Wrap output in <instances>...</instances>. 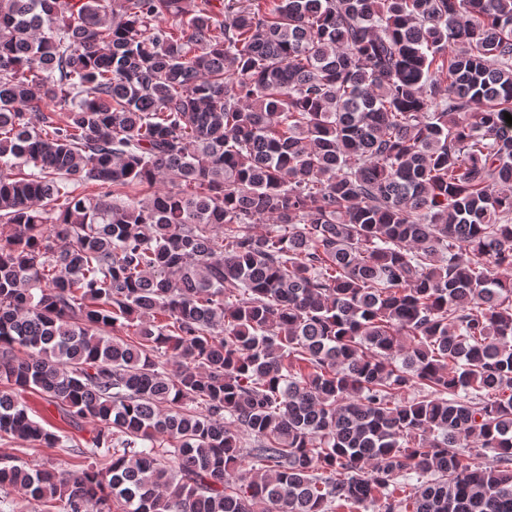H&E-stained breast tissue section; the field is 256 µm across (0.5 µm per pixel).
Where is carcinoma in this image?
<instances>
[{"label":"carcinoma","instance_id":"carcinoma-1","mask_svg":"<svg viewBox=\"0 0 512 512\" xmlns=\"http://www.w3.org/2000/svg\"><path fill=\"white\" fill-rule=\"evenodd\" d=\"M218 14L0 0V512H512V0ZM25 400L27 404L36 413H32V417L37 421L44 424V421L51 424L56 429H59V434L64 432L68 435H76L77 438H88L90 436L89 431L92 429V425H87L86 430L83 432H76L68 427L64 422L61 421L57 409L53 405H48L37 393L28 392L25 394ZM30 443L16 439H0V457L12 456L29 464H62L72 463L73 459L59 448L41 447L38 451H25L20 448H32Z\"/></svg>","mask_w":512,"mask_h":512}]
</instances>
